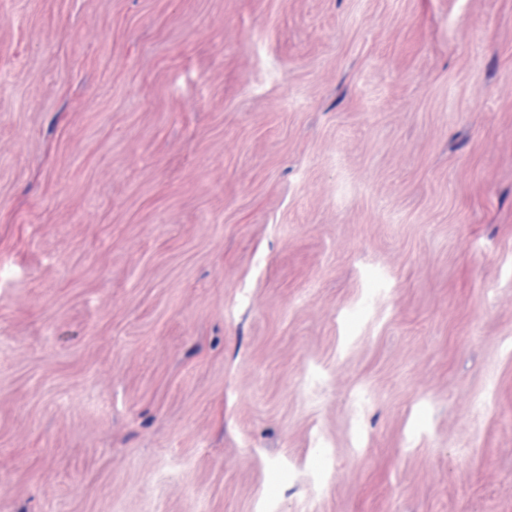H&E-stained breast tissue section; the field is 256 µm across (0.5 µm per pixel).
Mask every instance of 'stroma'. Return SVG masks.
I'll list each match as a JSON object with an SVG mask.
<instances>
[{"label": "stroma", "mask_w": 512, "mask_h": 512, "mask_svg": "<svg viewBox=\"0 0 512 512\" xmlns=\"http://www.w3.org/2000/svg\"><path fill=\"white\" fill-rule=\"evenodd\" d=\"M0 512H512V0H0Z\"/></svg>", "instance_id": "35a3bbf8"}]
</instances>
